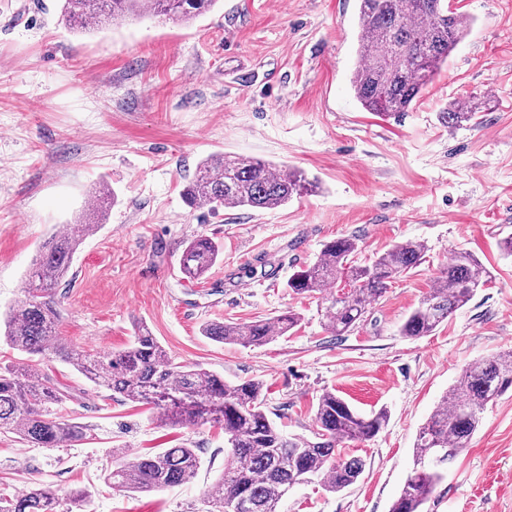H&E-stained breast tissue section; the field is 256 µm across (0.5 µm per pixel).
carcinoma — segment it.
<instances>
[{"mask_svg": "<svg viewBox=\"0 0 512 512\" xmlns=\"http://www.w3.org/2000/svg\"><path fill=\"white\" fill-rule=\"evenodd\" d=\"M216 0H63L68 28L82 32L128 17H163L188 22L209 11ZM358 62L350 83L362 108L398 117L435 79L469 34L472 19L448 0H358ZM480 99L441 114L450 128L473 120ZM299 171L276 168L260 159L212 155L196 166L182 196L190 207L268 210L312 190ZM99 225L81 222L45 240L26 274L23 298L6 312L3 338L26 355L0 367V431L37 448H59L82 440L83 427L65 419V394L42 373L36 360L55 358L96 387L122 401L157 411L167 426L224 429V471L210 490L213 512H280L296 485L316 480L330 493L344 491L364 472L365 460L341 459L342 441L366 442L388 422L386 410L358 412L331 390L316 404L314 438L289 436L269 418L258 380L230 382L210 370L175 362L148 328L141 326L130 346L98 353L59 333L60 312L53 290L68 275L83 241ZM356 239L341 237L323 245L321 255L288 278L295 295H322L323 316L335 336L354 330L393 280L420 264L424 247L415 240L394 245L367 265L355 263ZM221 246L200 235L180 258L189 279L203 278L217 262ZM489 273L468 251L454 253L434 285L409 313L399 334L431 335L488 282ZM292 311L250 322H214L202 333L218 343L261 347L298 326ZM512 388V351L466 366L419 428L413 466L389 512H424V505L448 467L469 449L487 404ZM201 467L197 449L184 445L113 462L106 480L114 488L147 492L193 481ZM59 497L44 484L13 494L0 493V512H58Z\"/></svg>", "mask_w": 512, "mask_h": 512, "instance_id": "cac0c4a2", "label": "carcinoma"}]
</instances>
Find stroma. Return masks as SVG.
Instances as JSON below:
<instances>
[{
    "label": "stroma",
    "mask_w": 512,
    "mask_h": 512,
    "mask_svg": "<svg viewBox=\"0 0 512 512\" xmlns=\"http://www.w3.org/2000/svg\"><path fill=\"white\" fill-rule=\"evenodd\" d=\"M455 5L474 17L471 32L409 112L383 119L350 89L357 0H218L187 23L129 19L80 33L60 0H0V312L22 298L42 242L108 185L116 199L101 229L54 290L62 336L108 352L144 323L175 362L262 381L270 418L291 435L312 437L327 390L364 413L386 409L376 438L339 447L366 461L354 485L337 494L298 485L280 512H388L419 428L462 368L512 350V258L499 249L512 235V0ZM471 95L490 101L476 120L440 122ZM224 153L301 170L321 188L272 210L189 207L185 182ZM200 234L223 254L196 281L178 259ZM351 235L362 264L408 239L423 242L424 257L358 328L335 336L320 298L286 284L323 244ZM461 249L490 281L432 335L400 336ZM289 309L298 327L262 347L201 332ZM41 369L87 437L36 448L0 433V488L51 485L61 512H212L223 430L158 425L149 406L114 399L57 360ZM182 444L202 460L192 484L126 492L104 480L117 455ZM425 512H512V391L487 405Z\"/></svg>",
    "instance_id": "obj_1"
}]
</instances>
